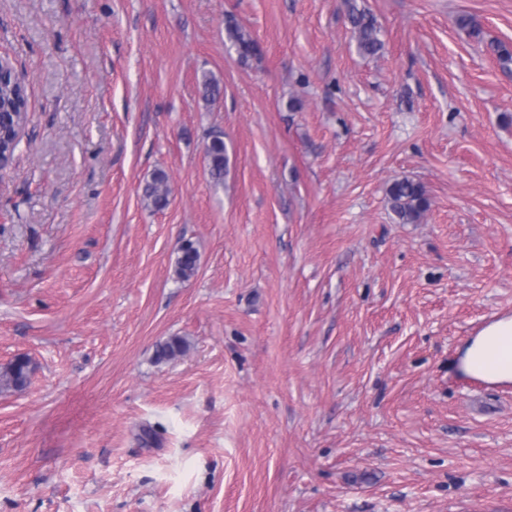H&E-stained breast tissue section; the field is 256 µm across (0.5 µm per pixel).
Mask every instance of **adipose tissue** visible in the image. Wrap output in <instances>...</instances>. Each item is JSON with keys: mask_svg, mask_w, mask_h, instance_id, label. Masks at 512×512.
I'll return each mask as SVG.
<instances>
[{"mask_svg": "<svg viewBox=\"0 0 512 512\" xmlns=\"http://www.w3.org/2000/svg\"><path fill=\"white\" fill-rule=\"evenodd\" d=\"M456 374L491 385L512 383V316L499 317L466 340L452 363Z\"/></svg>", "mask_w": 512, "mask_h": 512, "instance_id": "adipose-tissue-1", "label": "adipose tissue"}]
</instances>
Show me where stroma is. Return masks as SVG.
<instances>
[{
    "mask_svg": "<svg viewBox=\"0 0 512 512\" xmlns=\"http://www.w3.org/2000/svg\"><path fill=\"white\" fill-rule=\"evenodd\" d=\"M364 4L374 57L339 0H0L29 110L0 171V369L34 365L0 389V512H512V385L449 367L512 314V66L489 49L512 0ZM403 177L421 223L390 209ZM344 15L350 23L358 50L364 55H375L382 49L380 28L374 16L358 4V0H341ZM224 31L240 62L245 63L258 54L257 42L243 29L234 16L226 17ZM205 161L211 181L218 185L224 181L226 168V146L220 134H214L205 149ZM170 195L168 175L163 170H156L143 187V197L154 210H162L168 206ZM391 210L400 224H417L430 207L425 187L403 177L391 182L386 190ZM198 267V252L192 243H184L175 260L174 273L182 281L192 278ZM29 373V360L25 357L16 358L0 371V388L23 389L28 384Z\"/></svg>",
    "mask_w": 512,
    "mask_h": 512,
    "instance_id": "obj_1",
    "label": "stroma"
}]
</instances>
